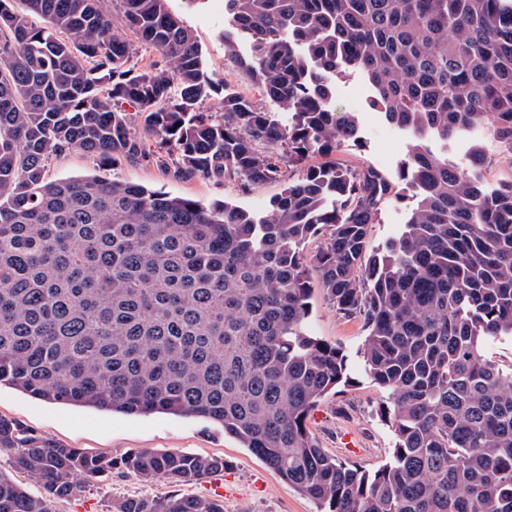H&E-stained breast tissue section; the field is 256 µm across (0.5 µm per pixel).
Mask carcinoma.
I'll return each mask as SVG.
<instances>
[{
  "mask_svg": "<svg viewBox=\"0 0 512 512\" xmlns=\"http://www.w3.org/2000/svg\"><path fill=\"white\" fill-rule=\"evenodd\" d=\"M124 26L165 65L137 70L103 0H0V385L112 413L208 420L318 512H512V0H224L226 60L284 105L243 94L221 113L193 32L166 0H116ZM37 15L45 26L35 28ZM358 73L371 106L412 136L399 178L415 206L366 253L394 185L373 166H310L259 215L121 180L48 181L79 150L101 164L150 160L123 105L169 147L177 181L249 191L283 159L358 138L336 83ZM471 141L466 162L450 143ZM322 234L314 252L306 241ZM363 322L365 371L396 437L370 473L319 447L307 426L347 381L345 355L306 329L311 281ZM40 485L0 471V512H55L78 479L126 470L187 485L224 459L140 450L115 461L0 416V452ZM113 512H224L172 494ZM484 181L490 185L512 180V163L508 158L495 157V160L484 171Z\"/></svg>",
  "mask_w": 512,
  "mask_h": 512,
  "instance_id": "1",
  "label": "carcinoma"
}]
</instances>
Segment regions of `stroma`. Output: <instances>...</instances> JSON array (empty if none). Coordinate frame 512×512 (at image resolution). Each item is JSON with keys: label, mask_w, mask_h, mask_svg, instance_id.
Wrapping results in <instances>:
<instances>
[{"label": "stroma", "mask_w": 512, "mask_h": 512, "mask_svg": "<svg viewBox=\"0 0 512 512\" xmlns=\"http://www.w3.org/2000/svg\"><path fill=\"white\" fill-rule=\"evenodd\" d=\"M167 7L184 21L201 44L205 69L214 82L226 91L248 96L273 112L280 123H287V109L265 99L255 83L227 64L220 37L224 26V0H205L203 6L195 10L188 9L185 0H168ZM368 99L369 89L360 78L351 76L339 81L335 103L341 111L358 114V139L329 155L308 156L304 164L290 167L288 177L298 176L303 166L329 161L350 167L371 165L385 171L389 177H396L411 138L389 125L382 114L371 113ZM132 128L142 135L146 151L154 156L153 162H121L111 169L82 152L72 151L49 162L47 178L52 181L82 176L108 179L116 174L125 181L172 196L206 205L225 201L252 212L267 211L271 200L287 184L288 178H281L245 193L228 182L174 180L159 164L160 158L168 153L166 146L159 139L145 135L140 122H133ZM412 206L410 197L391 199L377 223L370 227L368 251L378 250L398 234ZM309 303L307 329L311 335L341 348L346 357L348 381L319 403L307 425L328 454L364 470L376 471L388 462L395 434L380 415L384 393L365 372L360 354L364 341L362 323L337 315L320 286H313ZM0 415L14 418L23 426L69 447L115 459L148 449L178 450L224 460L223 471L182 487L163 480L145 482L134 474L116 469L104 481L81 482L76 495L60 502L57 512H109L113 503L125 498L164 497L177 492L203 497L221 494L224 512H317L318 509L316 503L296 492L249 449L200 419L159 414L126 416L52 404L5 385L0 387ZM349 431L358 437V451L344 448L341 443L342 435Z\"/></svg>", "instance_id": "1"}]
</instances>
